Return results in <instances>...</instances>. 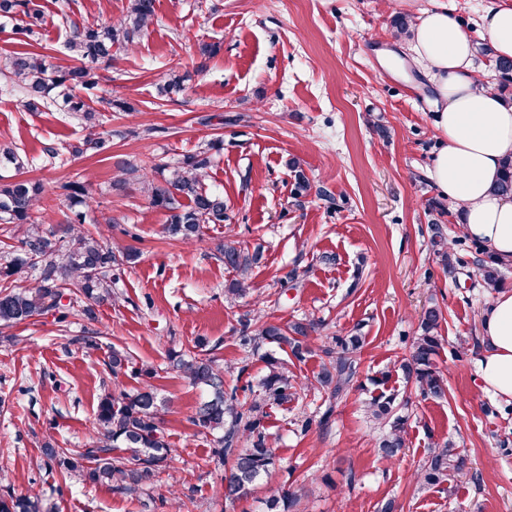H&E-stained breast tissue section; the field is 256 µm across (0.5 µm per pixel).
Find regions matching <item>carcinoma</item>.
<instances>
[{
  "label": "carcinoma",
  "mask_w": 512,
  "mask_h": 512,
  "mask_svg": "<svg viewBox=\"0 0 512 512\" xmlns=\"http://www.w3.org/2000/svg\"><path fill=\"white\" fill-rule=\"evenodd\" d=\"M154 0H133L127 15L107 25L88 24L74 29L68 49L78 64L59 67L50 63L42 53L23 50L8 57L5 80L20 88L22 106L31 112L49 107L61 98L71 112H78L88 133L76 145L77 154L100 153L108 140L98 132L97 110L92 99L80 97L76 90L91 93L98 85L92 65L112 59V49L123 50L144 36L154 23ZM30 0H0V16L18 19L20 30L34 35L40 15L29 8ZM500 77V92L512 87V58L495 59ZM211 164L209 149L205 148L184 159L182 165L168 170L164 185H147L151 203L168 212L164 232L185 244L195 243L206 224L224 222V197L206 187V170ZM69 208L89 206L86 183L72 182L62 186ZM493 190L512 195V156L506 158ZM67 222L61 234L46 231L43 190L39 183L13 178L0 182V225L11 234L12 224H23V237L16 249L0 263V280L22 279L26 285L4 287L0 290V324H21L48 312L59 314L64 321L70 305L64 300L84 298L82 314L95 319L94 306L114 300L112 266L132 264L138 254L128 248L112 247L102 231L92 233L83 226L81 213ZM463 244L456 239L442 253L445 271L458 274L463 261L454 246ZM483 257L476 261L481 284L497 289L503 284V268L509 263L486 253L483 246L474 244ZM224 266L237 273L225 289L231 297L246 293L252 267L260 253H249L240 243L227 238L220 247ZM443 320L442 308L432 304L422 310L420 334L412 343L410 359L402 365L407 378L425 397L441 399L445 395L444 378L435 358L442 348L439 334ZM314 329L311 323L295 322L280 325L257 318L242 323L239 340L254 350L263 344L279 349L290 348L301 359L309 351L308 337ZM365 337L351 335L334 337L323 352L328 358L317 375V383L329 391L331 398H341L357 375L358 353ZM268 372L259 383V397L247 403L239 400L237 388L224 383V370L212 358L200 354L179 353L171 357L173 366L201 390L202 397L191 422L213 436V458L218 465H227L224 496L238 500L251 494L261 478L277 461L273 443L263 431L264 406L281 405L298 395L300 384L288 375L282 362L272 353L265 354ZM138 374L147 378L143 387L134 392L121 391L102 396L96 407L94 435L88 447L80 450L59 448L51 443L41 448L45 465L62 477L77 476L85 482L105 485L117 492L149 490L162 501L177 499L175 485L160 483L162 473L175 470V456L166 435L159 427L161 400L151 379L156 372L141 367ZM397 394L381 391L371 398L368 411L386 429L379 443L382 458L390 460L406 447L404 420L394 416ZM464 459L456 448L446 442L429 449L416 472L423 485H437L452 473L462 469ZM303 494L284 488L268 501L267 512H303ZM0 512H39L38 496L0 495Z\"/></svg>",
  "instance_id": "obj_1"
}]
</instances>
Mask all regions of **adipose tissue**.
<instances>
[{
  "label": "adipose tissue",
  "instance_id": "obj_1",
  "mask_svg": "<svg viewBox=\"0 0 512 512\" xmlns=\"http://www.w3.org/2000/svg\"><path fill=\"white\" fill-rule=\"evenodd\" d=\"M495 56L512 57V0H491L481 17ZM412 50L435 95L439 152L429 172L436 189L462 209L465 235L512 260V197L494 193L512 156V106L484 82L472 62L469 28L447 6L421 10L411 25ZM487 350L479 373L485 391L512 398V290L481 313Z\"/></svg>",
  "mask_w": 512,
  "mask_h": 512
}]
</instances>
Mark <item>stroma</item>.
<instances>
[{"instance_id": "obj_1", "label": "stroma", "mask_w": 512, "mask_h": 512, "mask_svg": "<svg viewBox=\"0 0 512 512\" xmlns=\"http://www.w3.org/2000/svg\"><path fill=\"white\" fill-rule=\"evenodd\" d=\"M44 16L32 43L53 64L74 65L67 48L73 25L121 18L130 0H32ZM431 0H155L149 33L130 50L94 67L101 129L109 148L93 156L45 164V146L75 145L80 116L25 110L22 94L0 78V139L27 161L21 178L44 186L54 224L72 213L63 183L88 178L85 226L138 251L135 263L113 267L115 304L97 305L96 321L71 308L66 322L48 313L9 328L0 342V494L38 496L40 512H172L148 491L113 492L47 471L41 448H82L93 435L99 398L143 385L136 370H157L165 406L161 426L176 451L183 512H264L263 501L291 488L305 492L306 512H512V401L483 391L479 361L486 349L479 313L493 298L480 284L475 251L457 249L465 267L445 273L432 239L462 236L460 216L428 177L437 141L431 87L384 62L406 59L408 37H394L391 19ZM204 44L218 45L210 57ZM188 76L168 100L157 88L169 70ZM219 141L207 186L224 195L225 220L208 224L200 242L182 244L163 231L166 210L140 184L116 189L125 165L153 160L174 166ZM310 189L296 195V170ZM260 250L252 288L224 300L234 278L218 253L225 235ZM443 309L444 347L437 364L443 398L423 397L400 368L409 358L418 316L430 302ZM321 322L304 360L268 344L239 346L241 320ZM365 336L354 384L340 400L314 388L266 406L263 425L278 461L255 491L229 502L220 493L223 468L211 460L209 435L191 422L200 391L176 372L174 351L202 344L208 356L251 382L275 353L291 374L313 380L327 337ZM97 336L99 347L83 339ZM127 352L119 375L107 366L112 349ZM391 372L405 421L406 446L390 462L378 452L380 431L365 411ZM330 420H323V413ZM453 442L466 458L451 481L422 486L415 474L429 448Z\"/></svg>"}]
</instances>
